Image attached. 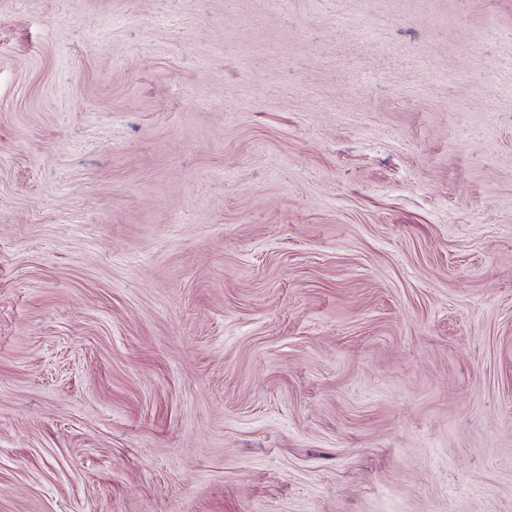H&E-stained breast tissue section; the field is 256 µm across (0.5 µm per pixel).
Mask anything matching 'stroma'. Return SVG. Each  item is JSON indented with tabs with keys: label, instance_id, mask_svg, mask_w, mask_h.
Wrapping results in <instances>:
<instances>
[{
	"label": "stroma",
	"instance_id": "1",
	"mask_svg": "<svg viewBox=\"0 0 512 512\" xmlns=\"http://www.w3.org/2000/svg\"><path fill=\"white\" fill-rule=\"evenodd\" d=\"M0 512H512V0H0Z\"/></svg>",
	"mask_w": 512,
	"mask_h": 512
}]
</instances>
